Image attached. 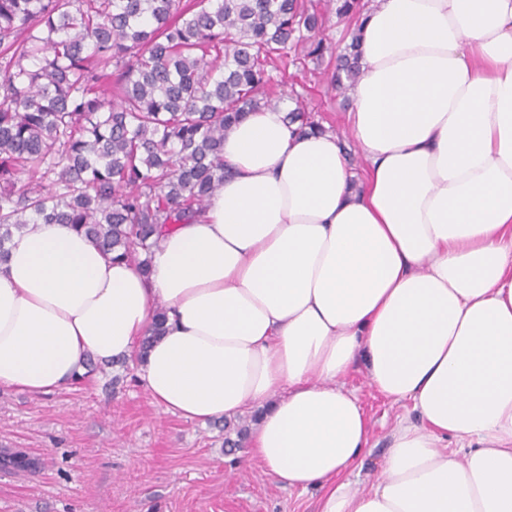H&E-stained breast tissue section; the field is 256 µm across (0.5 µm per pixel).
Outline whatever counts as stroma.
<instances>
[{"label":"stroma","mask_w":512,"mask_h":512,"mask_svg":"<svg viewBox=\"0 0 512 512\" xmlns=\"http://www.w3.org/2000/svg\"><path fill=\"white\" fill-rule=\"evenodd\" d=\"M296 80L310 109L349 143L341 97L317 73ZM118 372L105 366L47 396L0 389V448L39 462L27 473L0 471V512H316L317 492L283 487L247 466L246 451L225 454L213 424L166 412L133 377L111 385ZM345 385L370 425V472L406 407L374 392L362 368Z\"/></svg>","instance_id":"35a3bbf8"}]
</instances>
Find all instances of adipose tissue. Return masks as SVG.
I'll return each instance as SVG.
<instances>
[{
    "instance_id": "adipose-tissue-1",
    "label": "adipose tissue",
    "mask_w": 512,
    "mask_h": 512,
    "mask_svg": "<svg viewBox=\"0 0 512 512\" xmlns=\"http://www.w3.org/2000/svg\"><path fill=\"white\" fill-rule=\"evenodd\" d=\"M346 114L364 161L280 109L224 135V183L148 270L66 224L0 263V387L59 391L137 357L205 424L260 407L249 461L317 512H512V0H376ZM409 405L368 477L344 376Z\"/></svg>"
}]
</instances>
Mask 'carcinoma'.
<instances>
[{
  "label": "carcinoma",
  "instance_id": "obj_1",
  "mask_svg": "<svg viewBox=\"0 0 512 512\" xmlns=\"http://www.w3.org/2000/svg\"><path fill=\"white\" fill-rule=\"evenodd\" d=\"M326 8L354 23L327 78L344 95L366 4ZM325 21L307 0H0V259L14 233L70 224L147 267L224 183V133L244 114L291 102L288 123L326 131L306 86L276 91L272 77L322 65ZM155 316L141 355L164 333L163 304ZM255 421H224L227 452Z\"/></svg>",
  "mask_w": 512,
  "mask_h": 512
}]
</instances>
